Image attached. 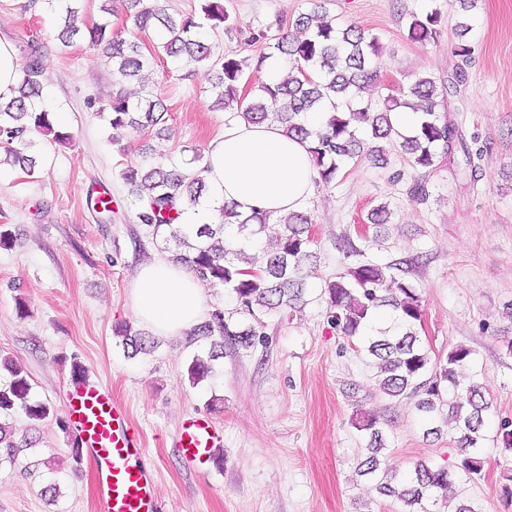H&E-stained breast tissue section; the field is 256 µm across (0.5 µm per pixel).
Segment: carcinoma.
Here are the masks:
<instances>
[{
    "label": "carcinoma",
    "instance_id": "cac0c4a2",
    "mask_svg": "<svg viewBox=\"0 0 512 512\" xmlns=\"http://www.w3.org/2000/svg\"><path fill=\"white\" fill-rule=\"evenodd\" d=\"M330 2L317 0L313 11L300 14L294 21L293 34L270 35L262 29L250 33L249 41L266 45L254 72L275 56L288 58L292 69L288 78L277 83L259 82L252 97L244 92L251 80L247 62L217 52L202 32L205 23L215 31L234 27L222 0H201L202 23L191 13H167L158 0H124L137 32L158 33L159 42L150 49L137 37L131 40L113 35L106 22L82 29L76 0H65L56 39L67 48L81 36L92 46L103 47L112 62L116 80L99 116L107 119L115 142L131 133L159 129L167 122L168 112L161 103L148 94L133 102L125 88V82L164 54L188 67H209L216 79L217 103L234 117L252 123L273 122L288 136L310 142L318 187L334 185L345 162L365 154L384 163L392 150L405 155L413 167L434 169L460 152L466 159L470 182L479 181V166L471 161V148L458 124L446 108L440 107L434 79L421 77L408 90L389 93L376 103L362 99L363 89L379 77L380 39L352 24L337 25L326 9ZM440 24L441 13L435 8L412 13L407 21L408 35L416 43H430L440 35ZM470 29L466 22L457 24L455 53L459 57L471 53L465 40ZM45 81L41 59L34 53L23 68L15 89L17 95L8 101L0 100V165H13L27 175L33 174L36 166L35 158L26 153L33 135H50L57 143L71 139V134L54 127L50 112L28 111ZM401 108L421 113L411 136L402 134L393 124L392 113ZM310 112L325 113L322 126L308 123ZM121 176L139 198L138 223L153 238L160 237L165 244L177 248L171 260L190 267L207 284L229 290L243 312L253 316L257 311H282L303 298L308 280L316 275L309 214L293 211L272 224L264 212L254 209L246 214L231 203L218 207V220L213 224H178L180 208L207 202V186L199 173H185L157 161L148 166L128 165ZM391 215L389 204L381 203L368 214V221L376 226L388 224ZM261 234L267 238L265 264L246 271L236 263V257L258 245ZM325 288L330 323L348 337L365 336V328L378 309L392 308L396 326L378 336H366L367 352L381 361L379 390L391 398L421 394L418 410L430 419L440 413L443 393H448V411L459 433L457 445L465 453L462 466L470 473L477 472L478 454L487 440L486 421L492 401L485 396L482 385L463 386L458 379L459 370L472 359V349L457 345L448 351L445 360L431 364L414 330L422 317L420 297L413 284L393 274L389 265L361 264L327 282ZM117 335L134 356L154 348L151 337L128 326H118ZM193 335L211 339L207 355L194 356L189 365V380L194 384L214 375L213 361L223 354L224 337H234L244 348L264 341L263 334L252 327L231 332L221 308L212 310ZM2 370L9 374L10 381L0 386V461L12 464L20 453L33 446L25 436L15 439L11 420L16 409H21L29 420L40 421L50 414L51 405L29 399L30 381L13 360L0 358ZM428 372L431 380L418 382ZM358 430L369 434L371 448L370 455L359 463V472L379 478L375 490L397 494L409 507L407 512H430L429 502L451 484L448 469L418 463L406 485L397 491L390 486L391 480L379 474L378 454L384 449V441L377 417L365 415L358 422ZM496 439L505 450L512 451V419L500 420Z\"/></svg>",
    "mask_w": 512,
    "mask_h": 512
}]
</instances>
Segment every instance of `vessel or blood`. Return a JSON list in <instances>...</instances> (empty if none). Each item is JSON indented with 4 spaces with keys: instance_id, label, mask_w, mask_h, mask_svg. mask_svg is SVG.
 <instances>
[{
    "instance_id": "b4317fda",
    "label": "vessel or blood",
    "mask_w": 512,
    "mask_h": 512,
    "mask_svg": "<svg viewBox=\"0 0 512 512\" xmlns=\"http://www.w3.org/2000/svg\"><path fill=\"white\" fill-rule=\"evenodd\" d=\"M66 414L69 425L97 472L103 512H159L151 474L141 462L140 442L124 406L90 377L71 381ZM224 436L206 418L184 420L177 440L189 464L210 461Z\"/></svg>"
}]
</instances>
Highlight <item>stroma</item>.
Returning <instances> with one entry per match:
<instances>
[{
  "mask_svg": "<svg viewBox=\"0 0 512 512\" xmlns=\"http://www.w3.org/2000/svg\"><path fill=\"white\" fill-rule=\"evenodd\" d=\"M224 3L237 27L208 38L219 51L245 59L263 47L245 46L242 32L287 27L311 9L309 0ZM432 8L442 16L438 41L411 43L409 15ZM329 11L338 24L380 38V84L372 99L422 76L447 81L464 68L446 103L471 149L481 153L482 178L470 183L460 155L434 170L408 166L396 152L384 168L368 158L345 164L336 185L315 189L305 207L317 276L304 303L253 318L223 288L208 289V308L222 307L231 330L252 324L265 340L247 350L225 340L217 377L195 385L188 366L208 350L207 339L163 337L151 354L131 357L114 333L116 325H136L135 273L163 253L137 223L140 202L120 173L159 157L180 167L192 154H208L231 118L214 105L210 73L157 59L141 82L168 111L164 131L113 142L96 115L114 81L106 57L84 42L60 48L45 0H0V39L14 44L21 62L38 50L43 92L75 135L65 146L34 135L33 175L0 169V225L15 239L0 249V356L19 364L32 397L55 410L36 422L16 413L17 434H29L35 445L17 464L0 466V512H101L94 470L88 459L73 460L71 435L57 422L75 362L126 406L160 512H403L399 500L379 495L358 474L366 442L355 422L364 412L377 417L384 466L397 477L420 461L448 468L452 484L436 512H453L461 502L471 512H512L500 495L512 452L486 442L480 471H464L453 424L439 419L440 434H427L415 397L393 399L378 389L376 361L328 324L324 288L363 263L395 266L420 296L418 332L432 361L456 345L470 347L474 359L464 379L483 383L493 400L488 429L512 418V354L504 347L512 338V0H478L466 63L454 53L458 0H335ZM416 181L427 186V200L410 195ZM101 187L118 203L109 218L89 202ZM384 202L391 222L378 231L367 216ZM19 297L29 305L23 319L15 310ZM195 414L212 416L222 431V465L192 468L175 448L182 421ZM52 484L56 497L43 495Z\"/></svg>",
  "mask_w": 512,
  "mask_h": 512,
  "instance_id": "1",
  "label": "stroma"
}]
</instances>
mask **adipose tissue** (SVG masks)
<instances>
[{
	"label": "adipose tissue",
	"mask_w": 512,
	"mask_h": 512,
	"mask_svg": "<svg viewBox=\"0 0 512 512\" xmlns=\"http://www.w3.org/2000/svg\"><path fill=\"white\" fill-rule=\"evenodd\" d=\"M210 207L184 210L185 224L211 222L213 206L232 202L278 218L301 210L315 189L316 171L307 143L281 126L236 120L208 153ZM131 301L136 318L158 336H187L205 317V288L186 266L165 257L137 271Z\"/></svg>",
	"instance_id": "obj_1"
}]
</instances>
